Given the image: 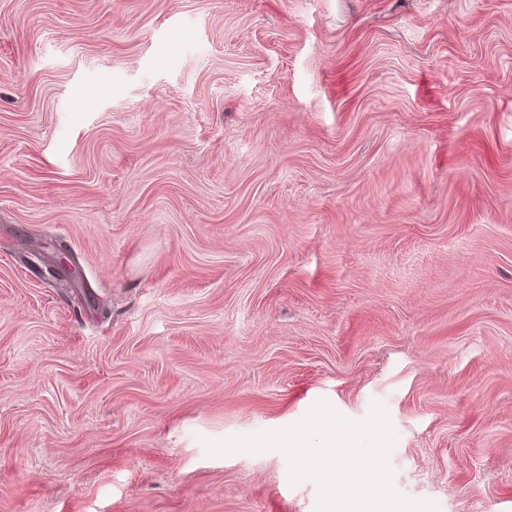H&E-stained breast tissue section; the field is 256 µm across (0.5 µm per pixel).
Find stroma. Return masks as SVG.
I'll return each mask as SVG.
<instances>
[{
	"label": "stroma",
	"instance_id": "stroma-1",
	"mask_svg": "<svg viewBox=\"0 0 512 512\" xmlns=\"http://www.w3.org/2000/svg\"><path fill=\"white\" fill-rule=\"evenodd\" d=\"M320 401L512 512V0H0V512H318L205 443Z\"/></svg>",
	"mask_w": 512,
	"mask_h": 512
}]
</instances>
